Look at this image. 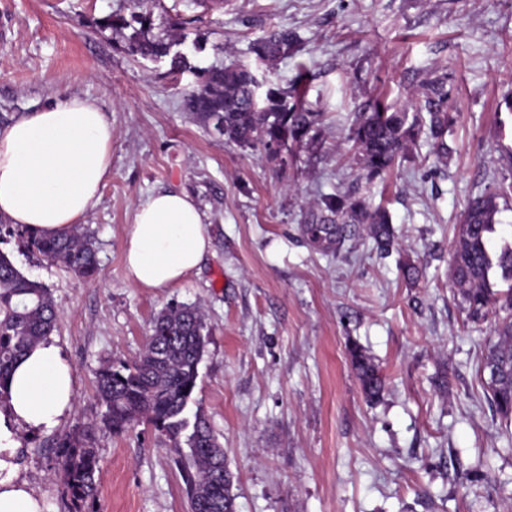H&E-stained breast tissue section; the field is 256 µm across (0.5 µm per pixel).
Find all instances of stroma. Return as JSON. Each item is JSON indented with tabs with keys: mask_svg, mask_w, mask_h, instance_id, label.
<instances>
[{
	"mask_svg": "<svg viewBox=\"0 0 512 512\" xmlns=\"http://www.w3.org/2000/svg\"><path fill=\"white\" fill-rule=\"evenodd\" d=\"M128 0H0V114L70 95L112 122V172L80 221L97 241L89 280L27 252L16 232L0 252L41 281L60 310L51 337L75 372L76 401L49 430H20L22 473L44 512H69L56 438L94 429L95 512H188L154 429L102 421L96 374L132 361L155 316L201 306L206 354L194 393L236 475L237 512H512V451L477 375L487 326L465 321L448 276L455 226L471 198L512 182V0H154L152 34L204 37L205 68L252 64L287 89L307 71L324 115L319 143L287 161L224 143L183 106L184 74L130 56L102 28ZM285 29L292 54L265 65L255 40ZM445 78L454 123L447 162L428 146L373 182L345 153L355 112L379 95L403 104ZM186 190L207 217L211 250L183 282L132 287L124 240L136 206ZM361 190L398 235L381 256L367 235L335 253L300 226L328 195ZM420 267L409 280L405 262ZM377 364L386 389L367 401L347 347Z\"/></svg>",
	"mask_w": 512,
	"mask_h": 512,
	"instance_id": "obj_1",
	"label": "stroma"
}]
</instances>
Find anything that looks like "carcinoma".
I'll list each match as a JSON object with an SVG mask.
<instances>
[{
  "instance_id": "carcinoma-1",
  "label": "carcinoma",
  "mask_w": 512,
  "mask_h": 512,
  "mask_svg": "<svg viewBox=\"0 0 512 512\" xmlns=\"http://www.w3.org/2000/svg\"><path fill=\"white\" fill-rule=\"evenodd\" d=\"M101 25L122 35L130 55L165 63L172 78L192 73L195 85L184 92V108L225 142L260 148L274 156L319 139L322 113L308 106L300 84L291 91L269 88L262 94L246 64L192 65L189 53L201 51L203 44L196 39L187 42L184 34L149 36L153 14L147 0H131L130 16L110 14L101 19ZM293 49V35L281 29L257 41L252 51L258 62L271 63ZM422 96L424 114L409 113L405 106L398 109L385 99L375 100L371 111L355 114L349 152L367 180L389 172L422 135L436 141L437 159L448 158L441 137L453 117L448 112L445 78L429 83ZM499 196L496 190L488 191L467 203L456 230L449 276L467 321L493 320L490 331L495 340L481 360L479 374L512 445V239L503 237L498 246L492 245ZM361 226L378 250L392 251L395 235L389 212L371 207L364 196L323 198L316 222L302 225V233L314 249L328 253L337 251ZM20 236L29 251L63 264L77 277L89 279L98 272L96 242L79 225L53 235L23 228ZM58 321L49 290L0 252L1 399L14 364L51 336ZM205 329L201 308L167 307L152 321L145 348L136 360L117 367L108 364L98 371L96 397L112 432L122 433L136 423L153 427L178 466L189 512H236L232 475L224 472V445L202 411L191 408L206 348ZM348 354L365 398L379 399L384 383L378 367L356 344L348 347ZM57 448L67 493L81 506L94 500L100 475L97 450L88 439L74 434L61 437Z\"/></svg>"
}]
</instances>
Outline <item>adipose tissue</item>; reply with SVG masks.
Listing matches in <instances>:
<instances>
[{
	"mask_svg": "<svg viewBox=\"0 0 512 512\" xmlns=\"http://www.w3.org/2000/svg\"><path fill=\"white\" fill-rule=\"evenodd\" d=\"M112 123L93 99L72 95L0 126V219L36 233L72 228L112 171ZM211 248L205 215L184 191L139 204L124 243L128 281L160 290L183 281ZM0 410V512H44L20 476L19 429L50 428L75 403L72 367L40 343L20 359Z\"/></svg>",
	"mask_w": 512,
	"mask_h": 512,
	"instance_id": "ef3b65f1",
	"label": "adipose tissue"
}]
</instances>
